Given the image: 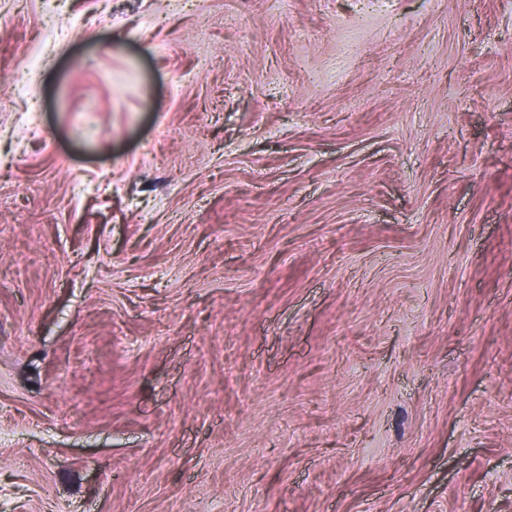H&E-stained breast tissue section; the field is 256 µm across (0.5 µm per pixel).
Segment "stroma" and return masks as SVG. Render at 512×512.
Listing matches in <instances>:
<instances>
[{
    "label": "stroma",
    "mask_w": 512,
    "mask_h": 512,
    "mask_svg": "<svg viewBox=\"0 0 512 512\" xmlns=\"http://www.w3.org/2000/svg\"><path fill=\"white\" fill-rule=\"evenodd\" d=\"M0 512H512V0H0Z\"/></svg>",
    "instance_id": "obj_1"
}]
</instances>
